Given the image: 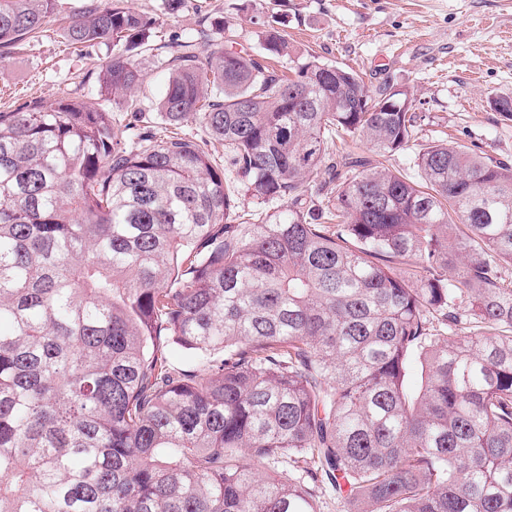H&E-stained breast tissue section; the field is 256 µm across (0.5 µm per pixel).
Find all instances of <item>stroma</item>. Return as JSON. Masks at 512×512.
<instances>
[{
    "label": "stroma",
    "mask_w": 512,
    "mask_h": 512,
    "mask_svg": "<svg viewBox=\"0 0 512 512\" xmlns=\"http://www.w3.org/2000/svg\"><path fill=\"white\" fill-rule=\"evenodd\" d=\"M132 2L161 21L136 57L145 79L138 113L126 115L136 127L154 121L170 47L219 16L238 48L252 55L263 53L265 30L280 31L292 55L277 58L278 71L293 59H317L353 69L370 90L410 91L420 121L409 149L381 157L357 144L355 153L371 163L412 179L415 154L444 141L512 165V118L493 107L495 97L512 96V0H186L174 15L163 0ZM109 54L103 45L71 48L59 25L49 24L0 61V111L33 98L53 104L63 89L97 101V75Z\"/></svg>",
    "instance_id": "stroma-1"
}]
</instances>
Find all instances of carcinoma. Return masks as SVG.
Instances as JSON below:
<instances>
[{
	"instance_id": "1",
	"label": "carcinoma",
	"mask_w": 512,
	"mask_h": 512,
	"mask_svg": "<svg viewBox=\"0 0 512 512\" xmlns=\"http://www.w3.org/2000/svg\"><path fill=\"white\" fill-rule=\"evenodd\" d=\"M57 16L112 45L100 99L134 101L157 20L0 0V58ZM215 27L165 61L159 134L67 91L0 111V512H318L326 486L345 512H512V165L433 142L412 181L349 153L314 211L332 135L393 155L421 117ZM189 120L286 209L245 220ZM312 200L316 206H324L328 198L336 194V181L332 180V176L324 172L314 177L312 182Z\"/></svg>"
}]
</instances>
